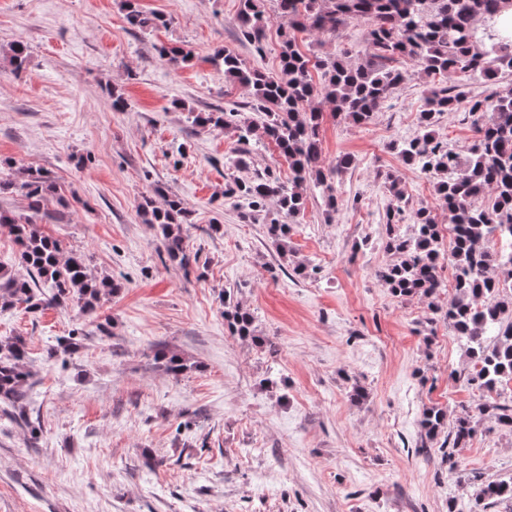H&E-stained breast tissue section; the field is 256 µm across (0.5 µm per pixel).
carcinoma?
Returning a JSON list of instances; mask_svg holds the SVG:
<instances>
[{"mask_svg":"<svg viewBox=\"0 0 512 512\" xmlns=\"http://www.w3.org/2000/svg\"><path fill=\"white\" fill-rule=\"evenodd\" d=\"M240 34L243 40L261 51L260 31L266 21V0H241ZM275 12L287 20L280 55V70L266 74L246 67L233 52L226 50L214 62L224 67L226 79L252 91L253 115L220 110L199 112L192 120L197 126L213 125L231 130L239 141H248L260 133L273 142L288 160L292 178L284 184L267 174L226 184L224 194L242 201L245 221L276 201L279 212L288 216L282 221L272 218L267 234L278 251L289 252L291 225L304 208V191L310 185L323 187L325 205L334 211L341 197L328 177L350 165L342 156L331 167L323 165L319 127L322 113L313 106L321 96L333 105L335 115L355 124H364L382 111L385 103L403 82V73L392 63L407 57L432 79V86L419 112L424 133L403 146H392L401 162L416 167L435 178V189L445 201L452 222L463 225L451 258L459 270L455 297L445 315L455 332L465 342L471 361L482 370L471 373L466 384L480 391L491 390L512 381V282L478 276V272L496 270L502 265L512 270V253L503 254L485 248V242L504 234L512 236V90L463 101L458 87L476 81L494 82L499 71H512V39L500 35L496 24L500 16L512 10V0H273ZM128 23L139 29L154 24L166 26L161 16L153 19L132 9ZM365 23V40L376 49L372 57L355 65L348 53L329 59H311L299 51L297 32L334 35L349 21ZM11 66L24 70L29 53L20 41L7 51ZM322 72V83L315 85L311 70ZM465 105L474 140L465 155L436 138L438 117ZM384 180L393 198L386 212L384 249L391 261L376 271L378 281L394 296L419 297L432 310H440L436 291L439 259V232L433 214L426 208L413 212L416 233L406 236L399 230L404 194L399 176L385 173ZM14 187L27 200L35 215L43 208L46 195L55 192L56 184L48 171L20 167L13 176L0 177V189ZM145 224L157 225L162 234L168 259L185 271L198 264L199 254L185 246L183 218L186 209L175 196L158 207L151 200L139 206ZM0 227L8 229L19 247L21 275L0 264V308L25 305L36 313L48 305L65 306L75 302L84 313L95 309L101 297L119 290L110 279L89 274L82 254L65 250L63 244L43 234L35 220L20 222L0 211ZM41 288L51 290L42 299ZM229 303V317L235 333L256 344L253 315L239 304ZM155 360L170 374H178L187 365L178 355L160 347ZM31 377L28 346L22 336L0 340V401L12 420H27L24 385ZM478 413L483 419L512 430V400L485 403ZM446 414L429 407L421 421L427 437L435 438L445 426ZM476 432L475 417L459 414L448 431L443 445L457 448L467 444ZM512 499V479L489 481L479 488L476 501Z\"/></svg>","mask_w":512,"mask_h":512,"instance_id":"obj_1","label":"carcinoma"}]
</instances>
